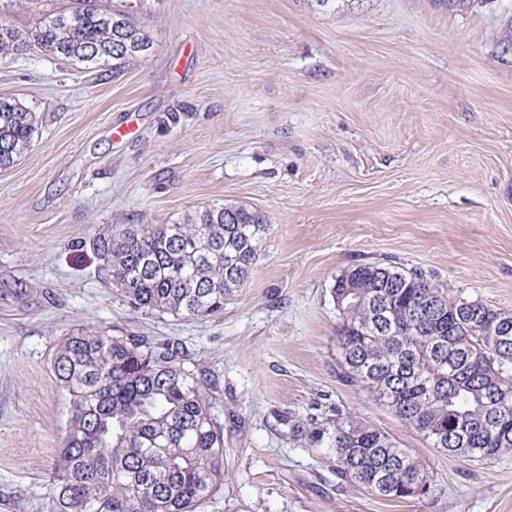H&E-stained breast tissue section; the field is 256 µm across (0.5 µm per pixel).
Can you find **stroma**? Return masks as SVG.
Returning <instances> with one entry per match:
<instances>
[{"instance_id": "35a3bbf8", "label": "stroma", "mask_w": 512, "mask_h": 512, "mask_svg": "<svg viewBox=\"0 0 512 512\" xmlns=\"http://www.w3.org/2000/svg\"><path fill=\"white\" fill-rule=\"evenodd\" d=\"M154 46L119 73L0 58L38 129L0 171V512H54L84 324L180 342L219 380L224 484L202 512H512V454H441L343 383L331 288L367 262L512 309V0H122ZM132 134L116 138V129ZM241 202L270 225L220 314H144L78 238ZM348 413L427 464L384 501L336 475L312 422Z\"/></svg>"}]
</instances>
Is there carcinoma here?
I'll use <instances>...</instances> for the list:
<instances>
[{"instance_id": "1", "label": "carcinoma", "mask_w": 512, "mask_h": 512, "mask_svg": "<svg viewBox=\"0 0 512 512\" xmlns=\"http://www.w3.org/2000/svg\"><path fill=\"white\" fill-rule=\"evenodd\" d=\"M145 26L104 0H70L28 33L0 21V57L35 47L87 69L146 57ZM36 113L0 97V166L31 147ZM268 224L245 204L215 202L166 224H110L80 240L129 307L203 318L249 282ZM339 376L373 393L440 453L488 461L512 453V310L453 298L417 269L359 263L331 288ZM53 370L71 416L53 477L57 512H198L224 482L217 384L178 342L79 327ZM336 473L390 501L431 491L426 465L388 432L351 416L331 424Z\"/></svg>"}]
</instances>
